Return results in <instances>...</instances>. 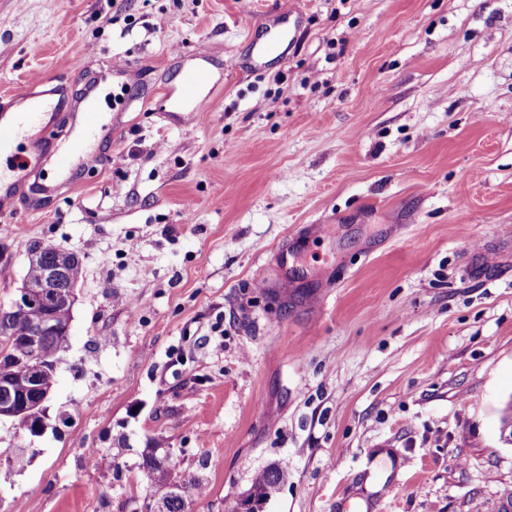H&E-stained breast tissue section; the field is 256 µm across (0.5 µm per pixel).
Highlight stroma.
<instances>
[{
    "instance_id": "1",
    "label": "stroma",
    "mask_w": 512,
    "mask_h": 512,
    "mask_svg": "<svg viewBox=\"0 0 512 512\" xmlns=\"http://www.w3.org/2000/svg\"><path fill=\"white\" fill-rule=\"evenodd\" d=\"M36 74L98 84L115 141L0 212V305L30 245L84 269L44 433L0 421V512H142L155 450L189 512L272 464L263 512H498L512 0H0V95ZM209 76L204 69H196L186 74L178 88L179 99L186 104L183 112H188L187 117H191L193 112H197L201 104V91L208 84Z\"/></svg>"
}]
</instances>
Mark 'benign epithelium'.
<instances>
[{
  "instance_id": "obj_1",
  "label": "benign epithelium",
  "mask_w": 512,
  "mask_h": 512,
  "mask_svg": "<svg viewBox=\"0 0 512 512\" xmlns=\"http://www.w3.org/2000/svg\"><path fill=\"white\" fill-rule=\"evenodd\" d=\"M64 274L65 266L59 260L45 265L39 282L23 283L12 302L13 309L22 311L30 319L32 333L26 337V342L32 351V360L28 381L14 383L0 377V420L17 422L32 435L41 433L44 427V403L49 396L45 392L27 399V393L36 388L38 373L46 367V363L38 358L40 341L43 335L55 329L51 319L53 309L60 304L72 306L76 298L75 293L62 290Z\"/></svg>"
}]
</instances>
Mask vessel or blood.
Instances as JSON below:
<instances>
[{
	"label": "vessel or blood",
	"instance_id": "1",
	"mask_svg": "<svg viewBox=\"0 0 512 512\" xmlns=\"http://www.w3.org/2000/svg\"><path fill=\"white\" fill-rule=\"evenodd\" d=\"M209 76L197 69L186 74L178 97L186 112H196L201 91ZM70 108L59 84L45 77L31 78L27 89L14 95L11 106L0 107V203L8 204L15 187L40 174L45 161H52L53 173L40 182V189L54 193L71 182L83 158L96 142L112 133V121L98 108L93 93H86L83 110L75 123L66 127L64 138H57L58 120Z\"/></svg>",
	"mask_w": 512,
	"mask_h": 512
}]
</instances>
